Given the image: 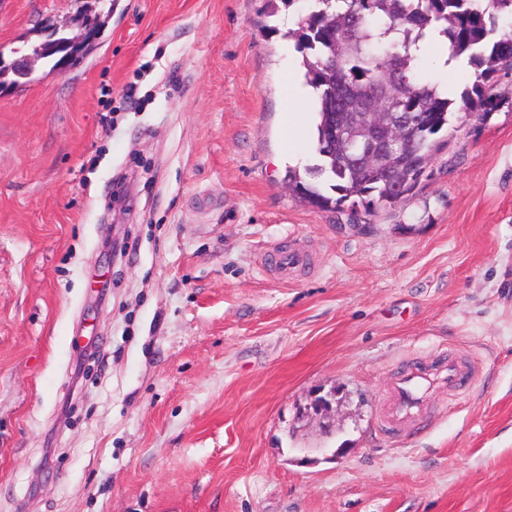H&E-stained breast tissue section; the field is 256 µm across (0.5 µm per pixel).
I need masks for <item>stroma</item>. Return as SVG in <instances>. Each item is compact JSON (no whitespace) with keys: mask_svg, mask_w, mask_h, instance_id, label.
<instances>
[{"mask_svg":"<svg viewBox=\"0 0 512 512\" xmlns=\"http://www.w3.org/2000/svg\"><path fill=\"white\" fill-rule=\"evenodd\" d=\"M303 7L117 0L0 89V512H512V73L398 203L319 210L281 154ZM98 10L0 0V56ZM448 352L470 392L381 431L388 375ZM45 43H51L53 47H68V51L71 52L73 48H84L86 45L96 40V33L92 31V27L85 28L84 24L80 26V33L71 37V39L57 38L60 34L59 29L55 27H49L44 30Z\"/></svg>","mask_w":512,"mask_h":512,"instance_id":"1","label":"stroma"}]
</instances>
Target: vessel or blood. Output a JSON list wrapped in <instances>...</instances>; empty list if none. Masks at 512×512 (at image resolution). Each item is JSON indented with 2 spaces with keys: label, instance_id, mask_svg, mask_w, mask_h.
Wrapping results in <instances>:
<instances>
[{
  "label": "vessel or blood",
  "instance_id": "obj_1",
  "mask_svg": "<svg viewBox=\"0 0 512 512\" xmlns=\"http://www.w3.org/2000/svg\"><path fill=\"white\" fill-rule=\"evenodd\" d=\"M472 384L469 366L455 356L406 365L387 380L389 405L380 427L393 433L419 421L428 409L426 394L431 387L438 386L455 394L468 391Z\"/></svg>",
  "mask_w": 512,
  "mask_h": 512
}]
</instances>
